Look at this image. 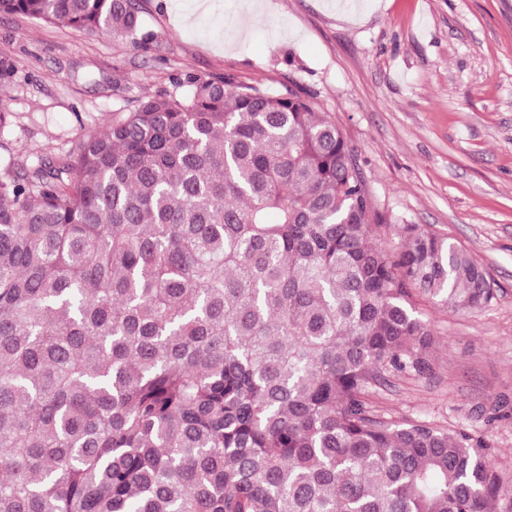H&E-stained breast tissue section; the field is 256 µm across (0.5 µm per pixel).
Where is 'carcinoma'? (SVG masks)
Segmentation results:
<instances>
[{
  "label": "carcinoma",
  "mask_w": 512,
  "mask_h": 512,
  "mask_svg": "<svg viewBox=\"0 0 512 512\" xmlns=\"http://www.w3.org/2000/svg\"><path fill=\"white\" fill-rule=\"evenodd\" d=\"M135 38L136 0H0ZM0 171V512H498L492 448L375 413L432 371L419 293L494 298L447 236L390 254L317 95L186 77Z\"/></svg>",
  "instance_id": "obj_1"
}]
</instances>
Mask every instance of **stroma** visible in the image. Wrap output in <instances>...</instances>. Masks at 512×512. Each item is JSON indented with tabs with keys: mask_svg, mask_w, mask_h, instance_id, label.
Wrapping results in <instances>:
<instances>
[{
	"mask_svg": "<svg viewBox=\"0 0 512 512\" xmlns=\"http://www.w3.org/2000/svg\"><path fill=\"white\" fill-rule=\"evenodd\" d=\"M137 39L0 14V170L69 151L85 132L179 80L227 77L317 94L353 148L390 230L448 236L489 272L494 300L416 311L434 330L433 373L392 376L370 401L396 422L485 440L512 485V0H137Z\"/></svg>",
	"mask_w": 512,
	"mask_h": 512,
	"instance_id": "35a3bbf8",
	"label": "stroma"
}]
</instances>
